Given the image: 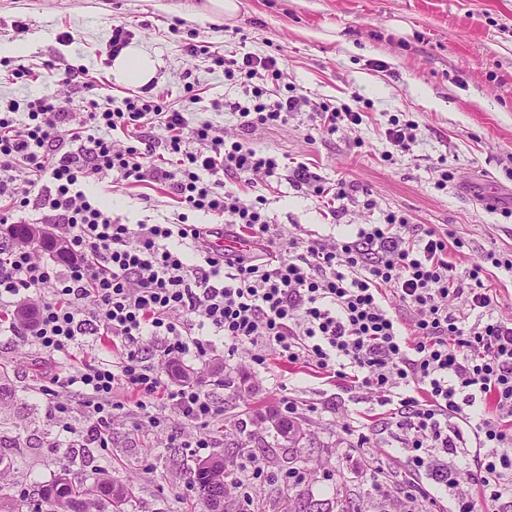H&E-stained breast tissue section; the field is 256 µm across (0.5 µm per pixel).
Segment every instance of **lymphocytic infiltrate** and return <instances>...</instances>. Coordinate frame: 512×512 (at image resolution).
Instances as JSON below:
<instances>
[{"label": "lymphocytic infiltrate", "instance_id": "lymphocytic-infiltrate-1", "mask_svg": "<svg viewBox=\"0 0 512 512\" xmlns=\"http://www.w3.org/2000/svg\"><path fill=\"white\" fill-rule=\"evenodd\" d=\"M188 50L243 85L249 104H224L241 128L285 122L306 102L275 94L283 75L275 57L212 55L204 44ZM152 127L165 133L162 149L145 134ZM117 130L124 142L113 139ZM160 150L172 164L157 163ZM278 168L276 157L192 122L189 106L158 96L133 95L117 107L107 97L83 111L44 94L0 108V223H20L32 209L51 227L39 245L0 252V304L25 300L35 313L7 330L49 354H72L90 336L108 344L102 357L40 385L61 432L55 447H109L112 417L130 396L145 413L172 403L196 430L187 447L210 448L207 429L222 407L200 383L172 377L189 353L206 356L219 337L228 354L248 352L254 365L266 366L273 351L346 390L376 394L402 432L412 473L438 475L454 512L481 504L501 512L512 499V322L495 316L484 283L501 259L487 252L459 278L448 259L452 231L409 234L393 214L352 237L292 238L275 252L262 197L241 198L230 186ZM109 179L167 185L181 210L164 224L120 223L87 191ZM196 212L247 231L251 252L212 250V229L189 221ZM460 298L468 315L454 309ZM147 339L157 362L141 354ZM76 414L83 426L72 425ZM452 417L472 424L481 448L465 490L448 463L457 453Z\"/></svg>", "mask_w": 512, "mask_h": 512}]
</instances>
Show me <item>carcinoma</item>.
<instances>
[{"mask_svg":"<svg viewBox=\"0 0 512 512\" xmlns=\"http://www.w3.org/2000/svg\"><path fill=\"white\" fill-rule=\"evenodd\" d=\"M208 472L195 467L189 482L203 500L206 512L227 496L224 459H209ZM134 496L133 485L116 484L110 478H98L94 484L74 476L64 467L54 479L38 489L36 512H125L124 506ZM275 512H363L359 501L341 492L333 499H317L307 489L286 483L280 489Z\"/></svg>","mask_w":512,"mask_h":512,"instance_id":"cac0c4a2","label":"carcinoma"}]
</instances>
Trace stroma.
Masks as SVG:
<instances>
[{"label": "stroma", "instance_id": "stroma-1", "mask_svg": "<svg viewBox=\"0 0 512 512\" xmlns=\"http://www.w3.org/2000/svg\"><path fill=\"white\" fill-rule=\"evenodd\" d=\"M205 0H0V98L56 91L86 103L102 95L122 101L126 86L112 78L106 44L114 24L126 23L132 40L158 56L151 82L155 93L174 105L187 102L186 84L198 101L199 119L224 128L257 152L276 156L275 177L257 179L247 197L263 195L264 213L282 237L341 239L363 224L383 223L386 215L405 217L418 227L447 228L461 248L448 257L458 275L487 251L512 256V0H241L235 18L198 16ZM69 33L73 45L58 37ZM212 51L271 55L284 81L309 99L287 122L244 130L231 112L215 102L239 100L243 88L188 53L191 43ZM86 65L93 90L61 84L66 67ZM356 105L357 126L341 125L335 134L309 142L322 104ZM411 120L417 140L410 152L391 149L384 131L392 120ZM306 167L324 187L345 181L347 196L327 208L297 176ZM500 192L484 197L486 182ZM113 217L125 224H160L177 210L174 196L161 185L104 182L90 189ZM101 346L88 337L73 355H49L10 336L0 335V364L7 365L15 396L0 414V436L20 437L17 448L0 450V495L24 500L33 512L38 487L66 466L88 479L105 471L112 481L134 482L139 493L126 512H205L186 472L198 457L172 447L193 430L167 404L155 413L161 427L141 424L142 412L127 405L112 419V443L88 445L77 457L52 447L55 423L36 388L46 373L76 368L96 358ZM194 380L205 383L224 408L206 457L222 456L229 469L263 461L257 485L231 486L230 512H244L249 500L270 503L288 470V451L276 449L267 462L260 445L272 430L267 414L279 411L282 397L296 399L295 417L310 431L297 454L306 461L307 485L319 499L334 497L345 483L364 512H450L449 501L430 503L428 473L409 476L397 453L400 430L374 431L384 411L371 394H346L314 369L253 366L248 355L227 356L216 346L207 360L186 357ZM228 380L230 388L219 387ZM257 436L250 456L224 446L237 421ZM369 427L366 444L346 433V422Z\"/></svg>", "mask_w": 512, "mask_h": 512}]
</instances>
